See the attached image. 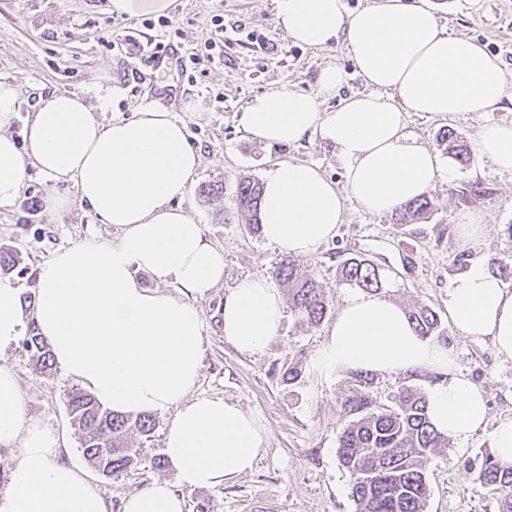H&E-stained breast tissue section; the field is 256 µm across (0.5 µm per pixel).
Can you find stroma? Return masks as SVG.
<instances>
[{"mask_svg":"<svg viewBox=\"0 0 512 512\" xmlns=\"http://www.w3.org/2000/svg\"><path fill=\"white\" fill-rule=\"evenodd\" d=\"M447 32L471 38L498 56L512 73V0H429ZM168 25L145 24L143 16L115 14L108 0H0V82L19 88L20 108L10 132L23 141L25 129L40 97L54 92L77 93L91 104H103L99 122L131 116L152 102L164 104L186 127L187 139L199 150L200 168L179 208L201 224L204 234L224 251V281L206 295L192 297L202 313L201 374L195 394L221 397L259 419L267 431L251 472L206 490L185 492L184 512H196L204 497L216 501L219 512H355L349 474L341 466L338 440L350 418L341 400L349 387L347 371L322 372L316 367L328 322L300 329L285 314L278 331L259 352L243 354L224 338L221 308L224 295L247 276L272 278L282 258L262 233L250 232L230 214L238 180H258L280 162L314 166L334 185L344 183V167L334 146L318 136L290 146H268L251 139L239 125V115L256 96L274 89L300 93L316 90V77L328 64L347 74L343 94L360 93L364 85L344 46L318 49L296 43L275 21L274 0H172ZM233 31L224 45V61H209L204 42L215 25ZM139 29L153 39L175 46L180 53H197L190 74L174 65L145 69L138 81H126L130 58L112 40L124 28ZM512 122V104L497 112L408 113L405 131L429 148H436L440 130L452 128L474 142L484 121ZM481 178L488 196L462 206L455 191L459 183ZM222 186L223 194L204 196L201 186ZM38 197V209L29 206ZM65 197L54 209L51 198ZM433 212L420 224L401 225L394 214L373 215L355 202H346L343 221L333 238L307 256L296 257L299 270L315 275L333 305L349 292L337 285L339 262L358 254L388 273L385 294L401 307L422 303L441 314L443 344L451 347L456 370L479 385L488 402V428L467 442H449L437 449L426 466L430 496L425 512H498V495L477 483L472 467L489 446V428L512 418V359L499 356L490 341L464 337L444 314L448 286L458 275L456 256L471 259L496 256L499 279L512 288V173L493 169L472 154L457 180L440 181L428 193ZM485 224L481 240L469 242L457 226L473 213ZM118 230L99 221L72 184L58 183L28 167L13 207L0 208V253L14 267L8 275L20 288L26 306L36 298L38 272L63 249L117 239ZM0 360L18 375L26 417L56 432L63 440L62 457L83 462L79 434L72 426L67 399L83 380L59 365L37 371L23 343H16ZM298 367L299 377L282 382L281 373ZM174 410L155 413L156 429L149 439H132L138 462L129 471L106 477L90 471L105 493L108 512H122L124 499L153 483L174 481L173 468L158 469L164 437Z\"/></svg>","mask_w":512,"mask_h":512,"instance_id":"obj_1","label":"stroma"}]
</instances>
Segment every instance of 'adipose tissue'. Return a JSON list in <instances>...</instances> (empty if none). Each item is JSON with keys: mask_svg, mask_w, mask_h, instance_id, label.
I'll return each instance as SVG.
<instances>
[{"mask_svg": "<svg viewBox=\"0 0 512 512\" xmlns=\"http://www.w3.org/2000/svg\"><path fill=\"white\" fill-rule=\"evenodd\" d=\"M276 22L294 41L343 45L367 93L322 98L345 73L320 70L315 93L275 89L254 98L242 129L266 145H289L315 133L345 168L337 189L314 167L282 162L264 181L262 232L280 252L313 253L331 239L346 200L386 214L454 179L455 165L405 132L407 113L495 112L512 102L500 59L472 39L446 33L428 0H373L347 10L342 0H275ZM20 105L17 87L0 83V208L11 206L28 166L72 181L117 241L58 252L38 274L37 301L0 280V352L28 327L49 341L56 362L81 378L96 400L119 413L175 409L164 455L175 484L154 483L128 496L123 512H184L183 490L212 488L251 471L267 434L260 421L220 397L194 395L201 370L202 315L194 305L143 288L134 269L202 295L224 280V252L176 198L187 192L200 154L166 106L100 123L86 98L53 93L32 114L25 147L7 128ZM478 152L512 172V124H481ZM448 317L472 340H490L512 359V289L472 263L448 287ZM283 318L279 294L263 277L241 281L224 296V338L239 352L260 351ZM320 370H362L381 377L428 370L430 420L441 435L468 440L487 423L484 392L452 368L450 349L415 331L402 307L380 293L348 294L317 356ZM0 445L19 455L0 512H106L103 491L71 463L58 461L60 439L25 419L15 372L0 365Z\"/></svg>", "mask_w": 512, "mask_h": 512, "instance_id": "obj_1", "label": "adipose tissue"}]
</instances>
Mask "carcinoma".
<instances>
[{
  "label": "carcinoma",
  "mask_w": 512,
  "mask_h": 512,
  "mask_svg": "<svg viewBox=\"0 0 512 512\" xmlns=\"http://www.w3.org/2000/svg\"><path fill=\"white\" fill-rule=\"evenodd\" d=\"M439 145L462 166L469 165L470 149L452 129L441 133ZM263 185L251 178L237 182L231 205L249 228H261ZM487 194L478 177L458 191V203L466 205ZM431 201L423 196L396 211L400 224H419L429 218ZM338 285L379 293L384 290L382 269L368 259L348 257L337 267ZM274 278L288 292L290 309L299 328L319 324L332 313L325 287L313 276L298 273L294 260L286 257L274 271ZM407 314L414 328L423 336L439 332L440 317L428 305H413ZM36 357L35 368H48L50 349L44 337L30 329L24 340ZM352 387L343 407L352 417L343 430L338 458L351 479V497L356 512H424L429 496L425 468L430 454L445 445V438L432 427L427 413L426 394L403 386L381 404L371 395L374 377L363 371L352 372ZM68 413L80 434V448L85 459L104 476L133 467L136 450L127 447L133 435L151 437L156 426L150 413L119 415L102 407L95 397L81 390L69 395ZM475 480L498 492L499 512H512V465H504L493 452L481 453L475 467Z\"/></svg>",
  "instance_id": "cac0c4a2"
}]
</instances>
